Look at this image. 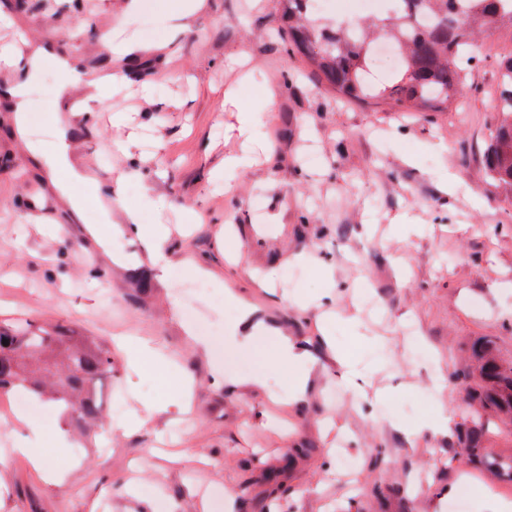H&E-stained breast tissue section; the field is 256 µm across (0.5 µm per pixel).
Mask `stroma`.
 <instances>
[{
    "instance_id": "obj_1",
    "label": "stroma",
    "mask_w": 512,
    "mask_h": 512,
    "mask_svg": "<svg viewBox=\"0 0 512 512\" xmlns=\"http://www.w3.org/2000/svg\"><path fill=\"white\" fill-rule=\"evenodd\" d=\"M126 4L27 0L18 25L0 24V46L37 35L131 73L110 110L74 115L76 145L97 177L122 179L120 200L140 208L143 223L166 224L170 272L160 277L137 241L119 250L140 253L138 264L113 263L87 232L98 209L68 223L0 122V322L62 323L109 345L119 336L147 341L194 378L192 407L172 410L174 386L119 355L94 447L80 448L71 434L55 445L57 409L36 403L15 416L0 399V454L9 458L0 512H209L213 488L224 512H448L463 478L464 512L512 501V480L464 462L457 430L468 397L452 381L471 367L477 342L495 341L512 357V189L484 167L498 60L512 49V30L481 36L472 89L448 111L384 112L339 101L289 59L276 0H204L177 33L173 0H146L131 13ZM108 31L145 51L101 54ZM241 57L249 79L240 105L268 87L279 93L277 111L249 137L236 130L239 105L224 100ZM61 81L48 60L28 87V122L45 129L29 139L46 152L56 145ZM230 153L248 154L252 168L225 178ZM301 252L312 262H295ZM198 267L210 274L197 300L201 319L220 332L204 350L182 312ZM353 306L360 325L336 323L326 341L322 314ZM280 334L315 362L295 404L288 371L259 353ZM375 336L383 348L369 345ZM337 345L366 373L363 408L341 385ZM259 373L274 396L251 385ZM380 390L390 399L377 400ZM136 409L145 423L125 431ZM438 411L450 419L442 436L421 427ZM26 436L65 469L63 483L11 455ZM372 455L381 468H368ZM345 456L355 470L344 471Z\"/></svg>"
}]
</instances>
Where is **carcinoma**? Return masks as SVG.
<instances>
[{"mask_svg": "<svg viewBox=\"0 0 512 512\" xmlns=\"http://www.w3.org/2000/svg\"><path fill=\"white\" fill-rule=\"evenodd\" d=\"M294 56L336 96L373 101L388 112H446L467 91L473 57L465 47L488 30L512 28V0H391L390 8L363 23L316 17L306 0H277ZM390 39L400 56L398 75L370 84L377 43ZM495 111L499 120L485 157L488 177L512 189V53L499 64ZM62 325H0V396L26 390L57 404L71 427L102 422L103 386L112 377V350L93 336H70ZM8 344H2V341ZM474 371L454 382L474 407L458 429L472 470L512 476V458L484 448L493 429L512 424V360L487 341L473 350Z\"/></svg>", "mask_w": 512, "mask_h": 512, "instance_id": "cac0c4a2", "label": "carcinoma"}]
</instances>
